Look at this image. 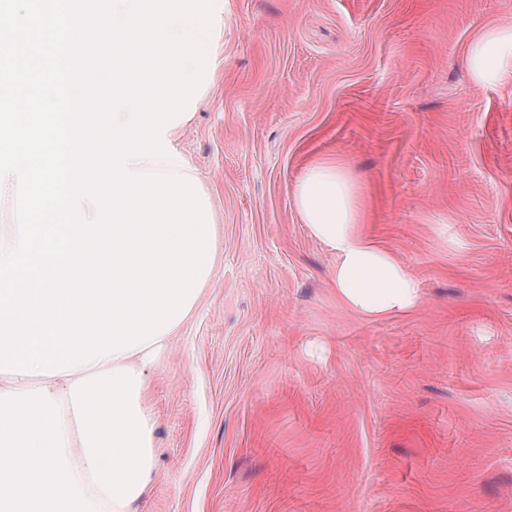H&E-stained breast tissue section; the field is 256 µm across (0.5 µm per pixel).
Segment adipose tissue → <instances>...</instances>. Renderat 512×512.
<instances>
[{
  "instance_id": "ef3b65f1",
  "label": "adipose tissue",
  "mask_w": 512,
  "mask_h": 512,
  "mask_svg": "<svg viewBox=\"0 0 512 512\" xmlns=\"http://www.w3.org/2000/svg\"><path fill=\"white\" fill-rule=\"evenodd\" d=\"M465 64L480 85L512 83V23L481 26ZM295 206L313 237L335 256L338 300L367 317L414 310L422 296L416 276L361 228L357 180L343 162L309 165L297 184Z\"/></svg>"
}]
</instances>
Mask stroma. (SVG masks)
Listing matches in <instances>:
<instances>
[{
	"mask_svg": "<svg viewBox=\"0 0 512 512\" xmlns=\"http://www.w3.org/2000/svg\"><path fill=\"white\" fill-rule=\"evenodd\" d=\"M507 21L512 0H227L180 141L216 263L145 371L131 512H512V85L464 66ZM336 158L419 279L410 313L336 297L294 204Z\"/></svg>",
	"mask_w": 512,
	"mask_h": 512,
	"instance_id": "stroma-1",
	"label": "stroma"
}]
</instances>
